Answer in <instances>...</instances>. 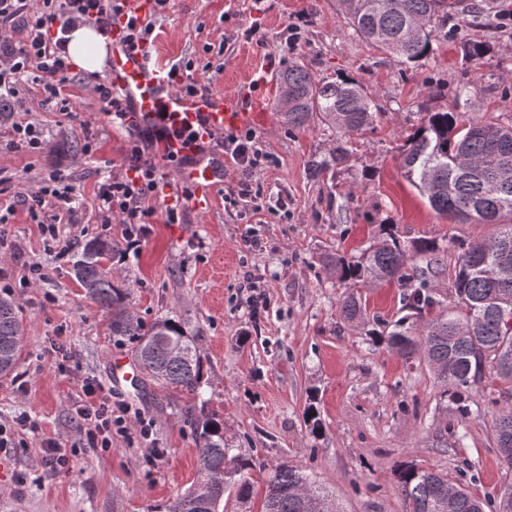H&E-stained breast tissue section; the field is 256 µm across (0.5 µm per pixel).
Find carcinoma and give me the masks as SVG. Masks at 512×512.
Segmentation results:
<instances>
[{"label":"carcinoma","mask_w":512,"mask_h":512,"mask_svg":"<svg viewBox=\"0 0 512 512\" xmlns=\"http://www.w3.org/2000/svg\"><path fill=\"white\" fill-rule=\"evenodd\" d=\"M349 25L364 40L416 63L426 57L436 33L439 0H341ZM489 46L470 42L465 59L478 68ZM288 86V105L275 104L290 129L320 121L340 139L373 123L370 97L350 79L315 82L308 69L294 63L277 78ZM339 144L324 167L347 161ZM400 167L430 208L461 223L495 224L498 232L468 243L455 267V301L450 303L429 286L427 273L414 259L441 266L435 243L406 245L391 224L379 225L376 240L358 256L327 254L322 262L350 289L341 307L346 319H362L353 289L378 281L404 287L402 306L409 311L388 333L387 343L404 358L420 357L456 399L461 417L467 400L486 371L512 385V125L486 119H461L457 106L428 112L424 123L409 135L400 152ZM123 255L116 241L93 238L74 254L75 278L107 317L112 335L133 344L141 371L157 384L199 395L203 356L197 334L181 321L164 317L147 326L134 315L132 289L114 279L107 264ZM24 324L9 294L0 296V375L20 364ZM185 423L198 448V478L164 506V512H224L232 502L241 512L251 497L247 474L252 458L231 454L224 443V420L199 409L186 411ZM493 430L503 464L512 470V403L494 414ZM398 481L409 512H485V501L448 479L439 470L403 464ZM328 504L324 512H341L336 499L300 467L282 464L268 476L265 512H307L304 499Z\"/></svg>","instance_id":"1"}]
</instances>
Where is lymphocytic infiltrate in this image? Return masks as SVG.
Returning a JSON list of instances; mask_svg holds the SVG:
<instances>
[{"mask_svg": "<svg viewBox=\"0 0 512 512\" xmlns=\"http://www.w3.org/2000/svg\"><path fill=\"white\" fill-rule=\"evenodd\" d=\"M117 11L115 0H0V37L13 31L17 23L27 26L25 41L9 53L0 55V98H12V110L22 109L23 101L16 95L17 87L32 65L42 74L47 96L56 97L60 84L67 79V33L70 27L75 22L91 20L104 33H111ZM54 22L58 23L60 34L50 39L45 30ZM93 90L103 103L112 126L127 133L122 154L124 172L109 176L101 185L100 210L118 220L128 249L136 251L140 249L147 233L146 226L156 212L151 199L158 187L159 165L164 162L174 167L179 163L177 154L172 151L165 153L163 158H156L153 147L174 139L196 142L200 129L170 124L140 127L135 122L133 106L124 95L103 83L94 85ZM217 144L239 174L238 197H250L251 177L264 159L255 133L235 128L225 132ZM81 391V399L73 405L81 421V434L90 447H111L113 434L127 430V407L111 405L107 397L99 395L92 382H83Z\"/></svg>", "mask_w": 512, "mask_h": 512, "instance_id": "lymphocytic-infiltrate-1", "label": "lymphocytic infiltrate"}]
</instances>
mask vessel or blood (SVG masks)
I'll return each mask as SVG.
<instances>
[{"label": "vessel or blood", "instance_id": "vessel-or-blood-1", "mask_svg": "<svg viewBox=\"0 0 512 512\" xmlns=\"http://www.w3.org/2000/svg\"><path fill=\"white\" fill-rule=\"evenodd\" d=\"M155 10V0H124L116 17L111 54L107 62V77L113 89L128 95L135 106L142 125H152L158 113H168L175 125L202 124L205 137H219L226 130L239 127L247 116V107L237 96L209 94L203 97L171 92L168 68L154 62L150 44L131 47L125 39L129 19L144 20ZM183 163L178 168V178L200 199L198 208H205L204 198L224 184V158L200 151L194 146L179 147ZM139 374L137 363L119 358L112 363L111 382L123 387Z\"/></svg>", "mask_w": 512, "mask_h": 512}]
</instances>
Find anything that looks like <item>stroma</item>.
<instances>
[{"mask_svg":"<svg viewBox=\"0 0 512 512\" xmlns=\"http://www.w3.org/2000/svg\"><path fill=\"white\" fill-rule=\"evenodd\" d=\"M507 10L512 0H443L431 52L409 65L357 36L339 0H167L153 16L151 42L164 58L191 63L199 88L244 99L246 126L269 162L252 178L255 200L234 197L237 177L227 173L209 213L188 210L181 224L155 218L139 254L112 262V274L130 286L144 323L169 316L199 334L207 408L223 418L227 447L255 462L254 512H261L268 472L282 464L313 473L343 512H407L396 477L407 462L443 471L489 501L512 483L492 428L494 410L512 402V390L485 376L460 417L421 359H403L369 337L402 318L401 287L360 289L365 319L351 323L340 309L344 288L321 263L325 253L367 247L380 224L390 223L404 243L437 244L444 271L429 282L453 297L460 246L496 227L436 215L402 174L399 149L427 112L454 103L466 117L512 124ZM251 27L255 36L242 38ZM294 27L301 40L287 53L282 42ZM466 42L489 45L479 68L464 59ZM292 62L318 81L357 80L377 114L350 137L347 162L318 177L311 165L329 157L335 132L319 124L288 129L274 109L276 76ZM68 76L53 100L37 76L19 86L24 107L14 119L40 124L41 151L17 147L10 124L0 125V289L17 300L26 323L20 366L0 376V424L21 415L39 424L0 447V458L13 464L0 481V512H160L197 476V447L182 415L193 398L146 376L114 390L112 361L133 357V348L113 337L86 298L70 271L71 252L47 247L41 232L58 225L62 243L78 247L121 237L118 223H103L98 201L125 138L92 90L107 76L74 69ZM53 173L76 190L71 210L23 205L22 193ZM249 230L263 239L262 251L245 247ZM33 264L44 280L27 282ZM250 273L266 298L257 311L242 286ZM85 380L129 408L128 430L113 436L111 448L78 445L70 409ZM311 406L322 424L316 433L305 421ZM144 420L164 450L154 462L139 435ZM461 422L467 437L460 443L454 431ZM47 438L76 446L71 471L46 467L40 444Z\"/></svg>","mask_w":512,"mask_h":512,"instance_id":"stroma-1","label":"stroma"}]
</instances>
